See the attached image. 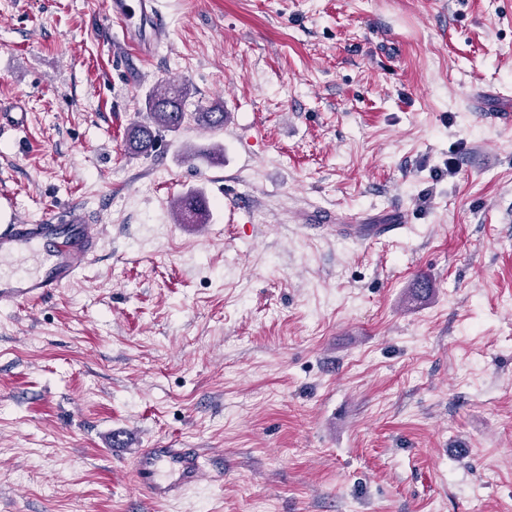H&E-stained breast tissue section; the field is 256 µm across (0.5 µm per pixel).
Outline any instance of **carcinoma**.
Segmentation results:
<instances>
[{
    "mask_svg": "<svg viewBox=\"0 0 512 512\" xmlns=\"http://www.w3.org/2000/svg\"><path fill=\"white\" fill-rule=\"evenodd\" d=\"M186 95L183 86L170 82L151 92L146 98L149 123L138 124L129 129V149L137 154H146L155 147L160 132L177 131L188 121L205 129L224 127V109L199 107L193 112H188Z\"/></svg>",
    "mask_w": 512,
    "mask_h": 512,
    "instance_id": "carcinoma-1",
    "label": "carcinoma"
}]
</instances>
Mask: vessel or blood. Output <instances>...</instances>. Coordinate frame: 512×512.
<instances>
[{
	"instance_id": "vessel-or-blood-1",
	"label": "vessel or blood",
	"mask_w": 512,
	"mask_h": 512,
	"mask_svg": "<svg viewBox=\"0 0 512 512\" xmlns=\"http://www.w3.org/2000/svg\"><path fill=\"white\" fill-rule=\"evenodd\" d=\"M157 0H110L108 11L120 22L122 36L147 26L154 44L164 42L169 33ZM403 215L390 224H357L354 237H381L403 227ZM100 227L79 204L68 205L62 216H47L29 224L9 215L0 224V264L23 260L24 271L0 273V307H24L43 300L74 281L88 267L100 245ZM138 488L157 504L180 498L208 477L203 454L197 448H177L170 444L137 448L131 454Z\"/></svg>"
}]
</instances>
